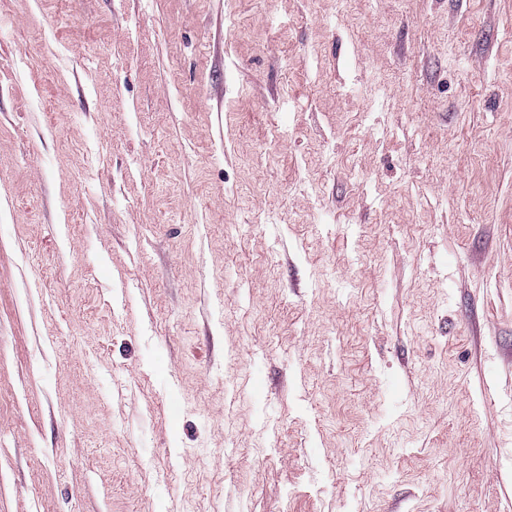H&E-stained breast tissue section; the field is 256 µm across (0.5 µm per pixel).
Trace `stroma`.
Masks as SVG:
<instances>
[{"mask_svg":"<svg viewBox=\"0 0 512 512\" xmlns=\"http://www.w3.org/2000/svg\"><path fill=\"white\" fill-rule=\"evenodd\" d=\"M0 512H512V0H0Z\"/></svg>","mask_w":512,"mask_h":512,"instance_id":"35a3bbf8","label":"stroma"}]
</instances>
